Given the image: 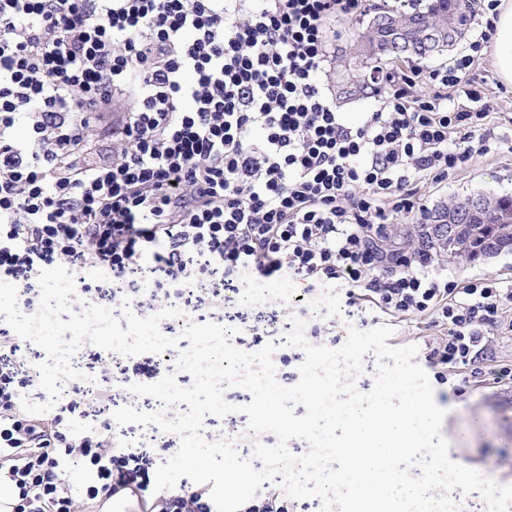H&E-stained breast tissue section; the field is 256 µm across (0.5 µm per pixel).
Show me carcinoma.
Segmentation results:
<instances>
[{
  "instance_id": "cac0c4a2",
  "label": "carcinoma",
  "mask_w": 512,
  "mask_h": 512,
  "mask_svg": "<svg viewBox=\"0 0 512 512\" xmlns=\"http://www.w3.org/2000/svg\"><path fill=\"white\" fill-rule=\"evenodd\" d=\"M440 12L460 16V26L465 29L471 23V8L464 0H429L423 6L414 7L410 13L401 14L394 9L376 13L378 25L356 30L349 51L336 57L333 76L338 97L347 101L376 95V87L354 76L356 70L366 72L384 59L414 58L421 62L447 50L443 44L430 48L420 39L408 41L398 38L400 30L412 32L435 28V17Z\"/></svg>"
}]
</instances>
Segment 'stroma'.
Here are the masks:
<instances>
[{
    "label": "stroma",
    "mask_w": 512,
    "mask_h": 512,
    "mask_svg": "<svg viewBox=\"0 0 512 512\" xmlns=\"http://www.w3.org/2000/svg\"><path fill=\"white\" fill-rule=\"evenodd\" d=\"M470 77L483 87L492 111L483 129L491 151L462 164L447 181L428 185L424 203L431 209L478 193L512 194V88L501 82L489 53ZM443 273L458 282L492 276L512 284V253L490 264L450 256ZM457 382L461 393H434L436 404L446 412L442 434L450 458L490 472L498 484L512 485V383L478 384L466 371Z\"/></svg>",
    "instance_id": "1"
}]
</instances>
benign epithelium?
<instances>
[{
  "label": "benign epithelium",
  "mask_w": 512,
  "mask_h": 512,
  "mask_svg": "<svg viewBox=\"0 0 512 512\" xmlns=\"http://www.w3.org/2000/svg\"><path fill=\"white\" fill-rule=\"evenodd\" d=\"M485 237V250L476 257L490 263L504 253L512 252V213L503 215L493 202L471 198L448 206V217L435 215L428 223L414 230L413 239L422 247L446 246L453 256L470 259L469 242L472 237Z\"/></svg>",
  "instance_id": "1"
}]
</instances>
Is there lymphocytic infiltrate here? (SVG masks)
<instances>
[{"instance_id": "lymphocytic-infiltrate-1", "label": "lymphocytic infiltrate", "mask_w": 512, "mask_h": 512, "mask_svg": "<svg viewBox=\"0 0 512 512\" xmlns=\"http://www.w3.org/2000/svg\"><path fill=\"white\" fill-rule=\"evenodd\" d=\"M498 3L483 0L475 38L448 64L376 69L378 106L352 126L318 74L328 21L365 15L367 0H0V285L33 311L40 271L64 266L83 302L141 317L180 309L161 322L165 336L212 321L236 328L241 350L277 344L284 386L304 359L286 344L293 319L338 295L365 327L430 317L443 330L425 345L438 384L460 369L482 377L512 286L448 280L437 254L378 241L395 221L425 223V186L487 154L489 108L469 73ZM116 111L112 154L94 158L85 147ZM254 282L267 287L259 305H240ZM86 352L98 386L33 415L22 401L40 375L0 327V484L18 491L12 512H93L123 490L159 512H211L206 488L155 491L151 456L129 445L137 425L104 416L174 363ZM76 456L81 494L67 480Z\"/></svg>"}]
</instances>
